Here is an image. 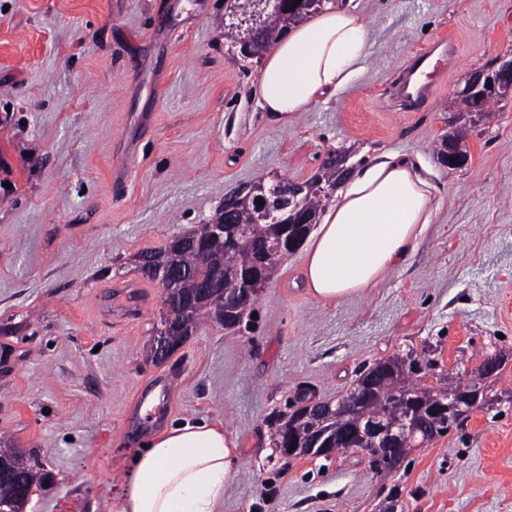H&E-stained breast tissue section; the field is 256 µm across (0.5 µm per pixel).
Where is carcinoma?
Returning <instances> with one entry per match:
<instances>
[{
	"label": "carcinoma",
	"mask_w": 512,
	"mask_h": 512,
	"mask_svg": "<svg viewBox=\"0 0 512 512\" xmlns=\"http://www.w3.org/2000/svg\"><path fill=\"white\" fill-rule=\"evenodd\" d=\"M323 0H305L293 7L272 12L264 18V27L251 34L228 22L224 24V37L239 45L248 41L252 45L250 56L259 57L288 30L290 24L303 19L322 6ZM345 162L337 155L324 162L322 172L305 182L304 191L297 197L288 198L276 182H262L260 188L269 202L270 214L261 216L253 209L242 208L233 212L232 225L238 227L245 236L256 237L251 245L226 248L222 244L208 239H196L176 254L169 256V247L157 251H146L138 255L141 259L139 269L145 277H150L146 261L155 260L163 264L171 261L179 267L180 288L177 293L164 298L165 312L153 329V336L162 337L168 327L187 322L192 331H197L203 324L213 322L225 324L224 305L219 302L195 303L186 307V303L196 299L197 294L214 284L217 271L224 272V289L233 294L239 286V279L249 273L260 259L261 249L271 245L280 237V221L287 218L295 208L299 207L314 218H319L322 201L334 193L336 186L347 173L340 167ZM431 364L419 361L412 356H394L379 361L364 369L353 389L346 396L337 400L333 411L321 421L322 429L334 436L338 447L357 445L356 421L367 416L382 417L390 423L408 417L417 419L422 431L416 438L433 440L441 434L434 429L429 414V406L448 399V387L427 386L421 380L429 376ZM409 394L412 403L392 405L389 403L391 394ZM303 412L298 408L288 416H281L278 425V442L288 447V439L300 441L297 432L296 417ZM15 476L12 480L0 483V506L3 512H25L27 499L25 494L33 491V486L41 485L48 479V474L36 470L22 454Z\"/></svg>",
	"instance_id": "carcinoma-1"
}]
</instances>
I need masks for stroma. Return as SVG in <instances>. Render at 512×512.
<instances>
[{
  "label": "stroma",
  "instance_id": "35a3bbf8",
  "mask_svg": "<svg viewBox=\"0 0 512 512\" xmlns=\"http://www.w3.org/2000/svg\"><path fill=\"white\" fill-rule=\"evenodd\" d=\"M363 16V70L288 121L255 92L259 58L224 38L225 0H0V448L53 475L26 512H110L124 454L164 426L218 421L237 442L221 512H512V97L463 111L471 73L512 57V0H328ZM452 36L459 62L429 106L400 110L408 61ZM458 137L467 166L442 167ZM422 162L436 220L371 288L305 287V252L272 271L235 329L202 327L152 362L163 306L138 253L214 219L243 183ZM122 176H115V168ZM485 405L400 469L366 453L282 458L273 414L297 390L335 400L395 354Z\"/></svg>",
  "mask_w": 512,
  "mask_h": 512
}]
</instances>
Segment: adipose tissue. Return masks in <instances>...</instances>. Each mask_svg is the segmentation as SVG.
<instances>
[{
	"instance_id": "ef3b65f1",
	"label": "adipose tissue",
	"mask_w": 512,
	"mask_h": 512,
	"mask_svg": "<svg viewBox=\"0 0 512 512\" xmlns=\"http://www.w3.org/2000/svg\"><path fill=\"white\" fill-rule=\"evenodd\" d=\"M369 33L347 8H326L295 24L263 59L257 94L274 119L305 112L363 68ZM432 186L388 154L354 173L336 193L306 255L310 293H358L402 265L434 221ZM237 443L213 422L177 424L124 455L116 512H219Z\"/></svg>"
}]
</instances>
